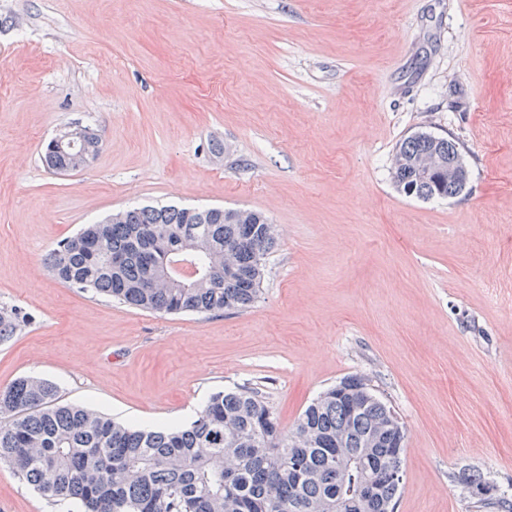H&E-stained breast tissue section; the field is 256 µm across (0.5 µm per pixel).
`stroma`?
Returning <instances> with one entry per match:
<instances>
[{
  "instance_id": "stroma-1",
  "label": "stroma",
  "mask_w": 512,
  "mask_h": 512,
  "mask_svg": "<svg viewBox=\"0 0 512 512\" xmlns=\"http://www.w3.org/2000/svg\"><path fill=\"white\" fill-rule=\"evenodd\" d=\"M98 150L48 171L71 123ZM423 131L469 181L423 200L392 181ZM246 209L283 234L259 301L161 314L81 292L46 259L132 206ZM0 390L53 383L158 430L262 388L289 427L363 375L405 429L396 512H496L512 497V0H0ZM0 512H57L0 464Z\"/></svg>"
}]
</instances>
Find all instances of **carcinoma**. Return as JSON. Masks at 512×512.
<instances>
[{
    "label": "carcinoma",
    "instance_id": "obj_1",
    "mask_svg": "<svg viewBox=\"0 0 512 512\" xmlns=\"http://www.w3.org/2000/svg\"><path fill=\"white\" fill-rule=\"evenodd\" d=\"M450 137L417 132L395 147V186L421 199L453 198ZM426 155L437 158L430 172ZM56 171L73 155L44 150ZM278 244L259 212L174 205L133 207L89 224L49 256L53 276L81 292L165 314H217L251 307ZM24 318L0 310V344ZM321 392L285 430L257 387L212 394L184 426L137 430L79 405H60L55 386L20 378L0 391V462L55 505L83 512H395L402 483L393 438L401 424L362 375ZM457 483L484 494L481 474Z\"/></svg>",
    "mask_w": 512,
    "mask_h": 512
}]
</instances>
